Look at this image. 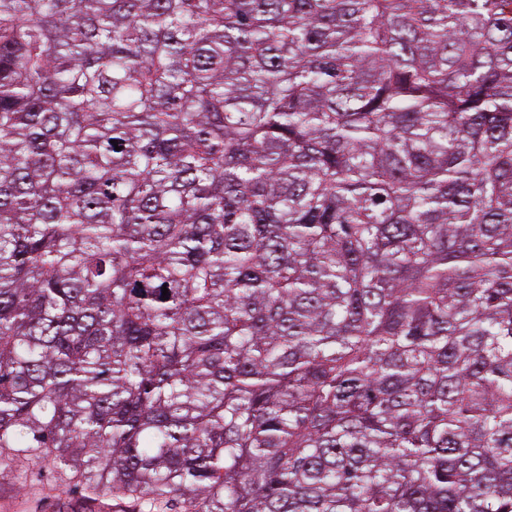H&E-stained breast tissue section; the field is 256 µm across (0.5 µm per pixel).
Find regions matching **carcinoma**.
I'll return each instance as SVG.
<instances>
[{"mask_svg": "<svg viewBox=\"0 0 512 512\" xmlns=\"http://www.w3.org/2000/svg\"><path fill=\"white\" fill-rule=\"evenodd\" d=\"M0 468L512 512V0H0Z\"/></svg>", "mask_w": 512, "mask_h": 512, "instance_id": "1", "label": "carcinoma"}]
</instances>
